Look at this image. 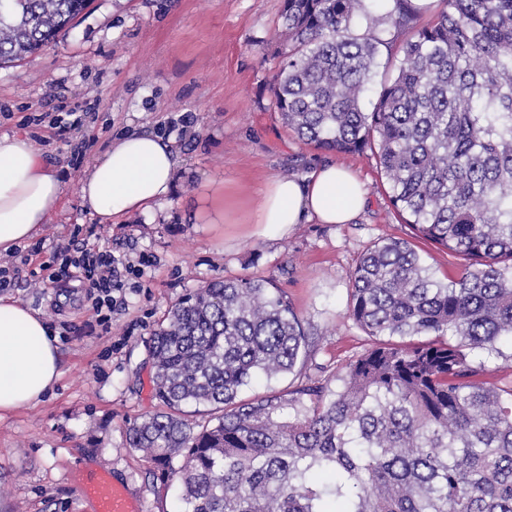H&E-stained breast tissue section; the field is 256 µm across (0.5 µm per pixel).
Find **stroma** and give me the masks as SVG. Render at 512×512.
<instances>
[{"instance_id": "obj_1", "label": "stroma", "mask_w": 512, "mask_h": 512, "mask_svg": "<svg viewBox=\"0 0 512 512\" xmlns=\"http://www.w3.org/2000/svg\"><path fill=\"white\" fill-rule=\"evenodd\" d=\"M283 0H91L55 44L0 68V135L30 140L57 172L63 197L34 237L41 256H0L6 295L38 312L56 337L60 379L38 404L0 416V512H93L78 497L87 475L106 472L140 498L144 512H181L175 485L149 472L128 429L156 410L148 343L185 293L215 278L254 277L284 293L308 336L293 373L335 378L369 346L349 317L351 275L362 254L387 238H410L372 156L331 153L301 141L277 112ZM79 102L76 114L60 100ZM132 131L169 140L179 165L161 206L100 223L77 194L85 160ZM336 163L365 183L366 203L347 224L309 222L287 233L248 223L258 192L276 176L302 179ZM89 246L120 261L150 256L127 277L109 329L87 331L85 286L43 284L41 257L67 245L75 226Z\"/></svg>"}]
</instances>
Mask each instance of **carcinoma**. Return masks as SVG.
Returning <instances> with one entry per match:
<instances>
[{
    "mask_svg": "<svg viewBox=\"0 0 512 512\" xmlns=\"http://www.w3.org/2000/svg\"><path fill=\"white\" fill-rule=\"evenodd\" d=\"M90 0H0V65L47 47ZM284 0L275 107L303 141L371 152L415 238L461 259L437 277L410 242L361 256L349 317L371 346L336 376L240 398L307 345L269 281L215 280L149 345L163 410L130 446L177 481L185 512H512V386L474 351L512 345V0ZM409 28L402 46L381 28ZM396 60L371 111L380 59ZM208 407L198 425L183 407Z\"/></svg>",
    "mask_w": 512,
    "mask_h": 512,
    "instance_id": "carcinoma-1",
    "label": "carcinoma"
}]
</instances>
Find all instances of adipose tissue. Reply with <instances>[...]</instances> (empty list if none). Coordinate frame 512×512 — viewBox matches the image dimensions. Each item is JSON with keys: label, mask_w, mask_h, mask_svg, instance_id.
Wrapping results in <instances>:
<instances>
[{"label": "adipose tissue", "mask_w": 512, "mask_h": 512, "mask_svg": "<svg viewBox=\"0 0 512 512\" xmlns=\"http://www.w3.org/2000/svg\"><path fill=\"white\" fill-rule=\"evenodd\" d=\"M176 165L168 141L151 132H132L93 159L78 181V194L85 208L110 223L165 201ZM61 194L60 181L26 139L0 135V255L32 238L57 210ZM365 203L364 183L331 163L305 182L269 180L249 221L283 231L312 220L346 224ZM59 377L44 320L18 301L0 297V412L38 403Z\"/></svg>", "instance_id": "adipose-tissue-1"}]
</instances>
